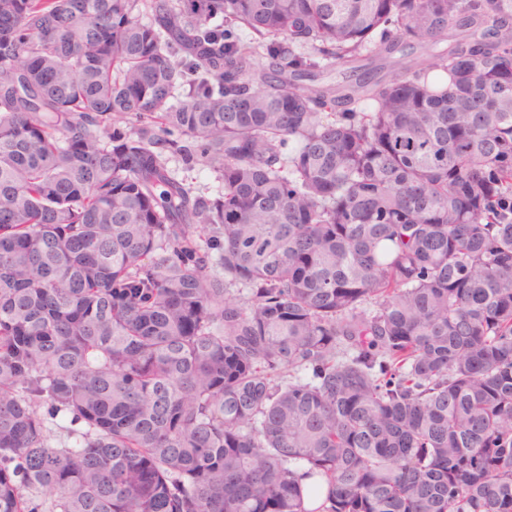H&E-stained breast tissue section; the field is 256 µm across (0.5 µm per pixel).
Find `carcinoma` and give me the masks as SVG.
Wrapping results in <instances>:
<instances>
[{
  "instance_id": "carcinoma-1",
  "label": "carcinoma",
  "mask_w": 512,
  "mask_h": 512,
  "mask_svg": "<svg viewBox=\"0 0 512 512\" xmlns=\"http://www.w3.org/2000/svg\"><path fill=\"white\" fill-rule=\"evenodd\" d=\"M0 512H512V0H0ZM169 165L176 177L184 179L195 195L214 197L223 191L218 174L209 167L196 166L189 170L175 157Z\"/></svg>"
}]
</instances>
